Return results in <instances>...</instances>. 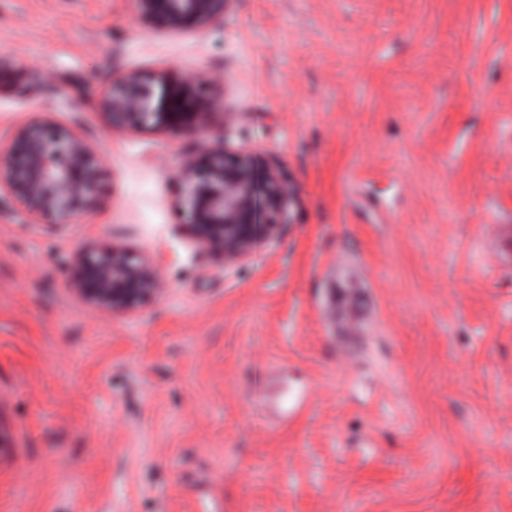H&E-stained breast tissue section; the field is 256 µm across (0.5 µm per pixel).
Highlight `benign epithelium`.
<instances>
[{"instance_id": "obj_1", "label": "benign epithelium", "mask_w": 512, "mask_h": 512, "mask_svg": "<svg viewBox=\"0 0 512 512\" xmlns=\"http://www.w3.org/2000/svg\"><path fill=\"white\" fill-rule=\"evenodd\" d=\"M138 18L158 31H202L237 0H130ZM207 82L184 70L125 73L112 79L99 107L112 129H159L195 135L214 107ZM103 158L72 128L43 112L18 128L0 149V191L35 224H71L95 210L103 192ZM179 213L193 238L226 266H243L290 223L293 189L281 168L252 151L206 148L171 174ZM70 290L112 316L158 300L167 283L159 264L112 244L80 252L67 275Z\"/></svg>"}]
</instances>
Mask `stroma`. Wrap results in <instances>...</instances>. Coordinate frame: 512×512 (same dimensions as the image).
I'll list each match as a JSON object with an SVG mask.
<instances>
[{
	"label": "stroma",
	"mask_w": 512,
	"mask_h": 512,
	"mask_svg": "<svg viewBox=\"0 0 512 512\" xmlns=\"http://www.w3.org/2000/svg\"><path fill=\"white\" fill-rule=\"evenodd\" d=\"M210 78L203 136L121 133L114 75ZM0 141L54 112L110 161L67 226L0 201V512H512V0H237L197 33L129 0H0ZM247 147L295 187L245 267L200 249L169 173ZM160 258L93 313L87 246ZM66 276L82 301L112 316L138 312L167 290L158 263L120 244L83 250Z\"/></svg>",
	"instance_id": "1"
}]
</instances>
